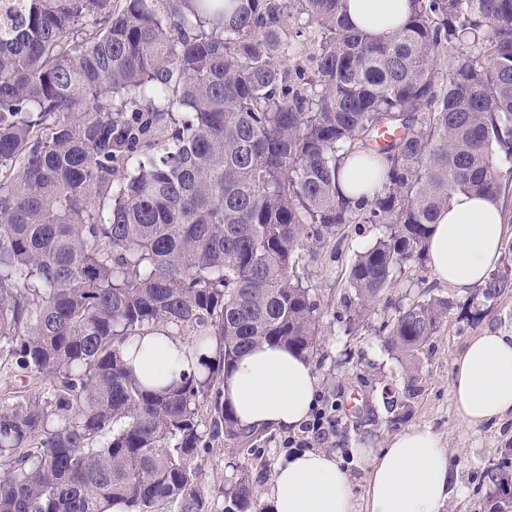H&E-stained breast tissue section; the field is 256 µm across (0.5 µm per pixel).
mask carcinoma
Instances as JSON below:
<instances>
[{
    "label": "carcinoma",
    "instance_id": "cac0c4a2",
    "mask_svg": "<svg viewBox=\"0 0 512 512\" xmlns=\"http://www.w3.org/2000/svg\"><path fill=\"white\" fill-rule=\"evenodd\" d=\"M348 0H0V373L48 380L0 397V512H207L202 415L240 446L216 386L247 350L319 347L305 253L348 224L384 228L346 269L336 319H369L424 267L457 192L512 191V0H409L377 38ZM319 32L315 69L304 29ZM387 129L400 133L374 145ZM379 174L346 195L345 160ZM512 293V242L479 288ZM454 302L423 293L375 335L413 363ZM201 328L215 356L156 392L135 337ZM415 377L385 391L391 414ZM122 427L114 428L117 423ZM480 512H512V442ZM224 512H253L249 477Z\"/></svg>",
    "mask_w": 512,
    "mask_h": 512
}]
</instances>
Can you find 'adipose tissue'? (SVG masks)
<instances>
[{
    "label": "adipose tissue",
    "mask_w": 512,
    "mask_h": 512,
    "mask_svg": "<svg viewBox=\"0 0 512 512\" xmlns=\"http://www.w3.org/2000/svg\"><path fill=\"white\" fill-rule=\"evenodd\" d=\"M408 11V0H349L348 18L383 37ZM504 235L497 200L455 193L432 228L430 265L448 285L481 286L499 262ZM124 357L141 384L155 390L180 382L199 367L198 351L165 328L135 340ZM221 390L240 428L293 429L315 403L316 376L308 358L282 345L263 344L225 373ZM452 395L469 426L512 416V333L487 330L469 340L455 363ZM360 454L369 467L360 496L335 456L323 451L292 454L273 479V512H442L459 491L449 453L431 429H406L388 447L364 448Z\"/></svg>",
    "instance_id": "1"
}]
</instances>
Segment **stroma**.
<instances>
[{"mask_svg":"<svg viewBox=\"0 0 512 512\" xmlns=\"http://www.w3.org/2000/svg\"><path fill=\"white\" fill-rule=\"evenodd\" d=\"M380 228L347 225L338 247L314 249L306 262L315 297L324 314L320 321V347L313 358L317 379L316 408L324 409L334 424L320 449L336 455L353 483L363 494L368 467L358 458V448L386 447L396 433L409 427H427L437 433L450 450V466L461 488L443 512H478L482 498L480 475L507 440L512 439V417L473 428L459 417L451 393L455 361L468 341L483 330L512 332V293L501 297L485 313L473 304L474 289L454 288L439 281L432 269L411 268L407 279L385 293L387 302H399L405 295L430 292L453 298L456 306L441 325L428 350L418 361V394L408 402L400 421H392L382 401L384 387H402L403 366L373 333L385 316L377 305L371 324L357 335L348 336L336 321L335 311L345 293L344 272L354 255L369 247ZM301 430L267 429L255 441L252 451L240 449L224 434L209 439V448L199 458L198 484L206 494L208 512H224L219 490L248 475L256 512H271L270 491L281 461L290 454L286 442L301 437Z\"/></svg>","mask_w":512,"mask_h":512,"instance_id":"obj_1","label":"stroma"}]
</instances>
